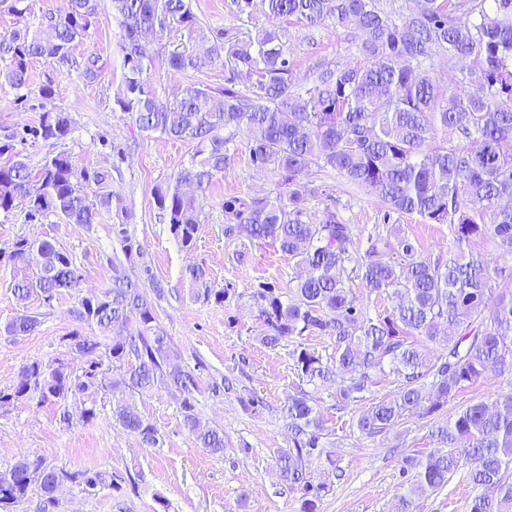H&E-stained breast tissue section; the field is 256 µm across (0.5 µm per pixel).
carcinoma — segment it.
I'll use <instances>...</instances> for the list:
<instances>
[{
  "label": "carcinoma",
  "mask_w": 512,
  "mask_h": 512,
  "mask_svg": "<svg viewBox=\"0 0 512 512\" xmlns=\"http://www.w3.org/2000/svg\"><path fill=\"white\" fill-rule=\"evenodd\" d=\"M112 15L123 30L124 92L115 100L143 133H160L192 145L190 163L172 182L154 189L157 208L182 247L192 250L200 228L198 198L182 189L189 184L206 194L229 162L226 145L244 136L251 165L275 178L274 196L224 199V236L270 242L305 272L290 280V299L276 286L254 287L267 330L262 344L276 347L293 337L326 336L333 360L299 347L293 360L309 384L336 373L344 401L363 393L388 375L395 395L374 403L357 420L368 436L389 432L405 416L430 415L475 384L490 366L512 371V272L492 268L476 251L479 239L492 241L512 255V0H416L406 14L384 8L381 0H263L268 15L310 30L332 27L351 37L357 60L339 66L316 61L312 76L300 79L296 62L282 36L260 29L254 39L226 47L224 33L209 38L189 0H110ZM100 0H69L64 14L50 13L35 30L14 29L0 40V55L11 62L10 81L30 89L33 59L67 63L98 14ZM186 31L213 43L202 51H176L168 65L179 71L204 72L229 61L223 100L211 88L184 87L173 100H160L148 82L153 56L141 35L153 29ZM461 63L460 76L449 84L434 71V59ZM246 74L241 91L235 80ZM43 112L28 129L35 140L63 141L70 135L68 115L47 107L53 86L36 90ZM453 130L457 141L437 139ZM0 212L21 202L30 218L56 216L68 224L91 226L112 196L91 203L83 184L98 173L79 167L60 152L32 168L14 145H0ZM326 169L346 183L378 198L383 220L416 217L422 224H446L456 247L448 257L423 255L403 230L355 239L354 225L334 206L310 214L313 198H333V190L305 177ZM113 234L129 257L134 241L124 224ZM14 265V294L24 303L33 295L50 302L79 290L82 275L60 246L40 239H17L0 259ZM357 273L368 292L391 303L385 314L364 315L347 286ZM186 279L197 299L224 303L229 289L208 285L204 267L190 264ZM155 277L149 267L133 275L120 261L112 263L110 285L78 299L71 310L91 333L67 336L71 352L82 358L74 372L63 358L33 361L22 367L17 383L0 388V410L7 411L30 391L39 401L67 400L92 388L120 382L151 392L172 386L181 397L183 422L202 448L224 452V431L201 423L196 413L195 376L172 363L169 336L159 325L146 292ZM38 315L23 312L0 327L7 336L32 332ZM448 325L440 353L438 326ZM116 329L126 336L102 341ZM305 392L288 396L284 406L292 446L279 456L283 477L301 494L302 512H315L327 483H312L305 463L325 457L334 478L342 476L326 450L322 424ZM113 419L153 447L156 430L127 407ZM436 448L405 460L414 470L403 506L426 489L448 484L465 462L469 479L481 489L470 512H512V394L491 404L472 400L431 432ZM65 482L93 490L121 482L100 471H69L42 457L21 455L0 471V512H22L30 492L43 499L40 512L56 507L55 493Z\"/></svg>",
  "instance_id": "carcinoma-1"
}]
</instances>
